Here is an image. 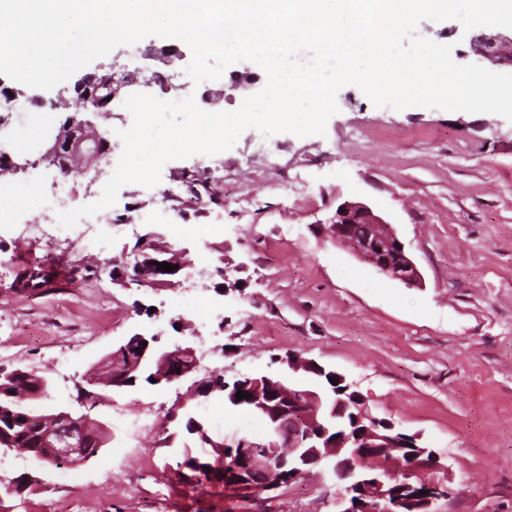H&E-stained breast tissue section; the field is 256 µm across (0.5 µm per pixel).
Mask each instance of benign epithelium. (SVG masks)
<instances>
[{
	"label": "benign epithelium",
	"mask_w": 512,
	"mask_h": 512,
	"mask_svg": "<svg viewBox=\"0 0 512 512\" xmlns=\"http://www.w3.org/2000/svg\"><path fill=\"white\" fill-rule=\"evenodd\" d=\"M512 45V34L488 30L471 38L475 55L492 64L508 63L504 49ZM147 58L162 65L152 76L163 82L164 90L174 89V75L165 72L182 60V52L175 44L150 47ZM102 78L109 80L107 96L110 100L91 102L80 95L77 100L87 114H97L119 98L128 87L142 84L139 72L117 68L115 63H102L78 81L83 88ZM111 151V144L95 129L91 119L68 118L54 140L46 148L44 156L51 158L61 153L71 160L77 156L85 163V169L101 173L100 162ZM364 225V234L355 232V226ZM318 227L336 243L349 249L360 260L373 266L377 272L400 281L407 287L422 285V274L409 255L405 244L389 227V222L363 201L346 200L336 206L332 215ZM159 263H172L168 257L146 256L133 264H124L121 276L115 283L126 287L135 284L142 288L169 285L167 276H174L184 269L187 261L178 263V269L169 273L157 267ZM139 344L135 358L124 355V349L112 352V364L108 373H90L79 385L80 409H62L56 415H39L36 421L41 430V468L49 469L60 461L88 462L94 455L89 453L87 428L94 424L106 434L108 426L91 417V411L103 400L108 388L122 389L138 378L148 376L160 385L178 382L187 374L179 361L191 358L198 361L196 348L190 344L168 349L160 345L157 334H134ZM284 364L290 375L269 377L244 375L228 384L214 378L196 384L198 395L208 398L222 394L225 402L238 403L236 394L242 384L252 387L255 394L254 409L270 415L271 433L262 445H255L242 437L236 445L228 446L210 437L204 426L190 420L191 430L207 442L208 447L220 449L224 481H238L248 487V496L241 500L243 512H272L271 503L276 497L264 499L251 493V481L279 468L285 471L288 481H297L307 469L320 467L332 474L339 486L336 493V512H444L441 502L452 497L448 486L451 482L448 466L432 449L417 445L418 436H404L395 425L375 417L358 392L350 393V400L338 398L324 387L299 389V384L309 375L328 374L336 383H345L344 376L310 359L295 353L285 357ZM356 424L362 425L357 432L339 436L330 435L325 420L346 417L350 407ZM424 485L429 493L415 501L403 496L401 489L415 484Z\"/></svg>",
	"instance_id": "obj_1"
}]
</instances>
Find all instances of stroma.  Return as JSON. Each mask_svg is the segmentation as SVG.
Segmentation results:
<instances>
[{"label":"stroma","mask_w":512,"mask_h":512,"mask_svg":"<svg viewBox=\"0 0 512 512\" xmlns=\"http://www.w3.org/2000/svg\"><path fill=\"white\" fill-rule=\"evenodd\" d=\"M416 33L450 46L458 64L478 61L458 21L423 20ZM336 102L325 135L266 138L248 128L224 151L221 197L201 199L200 216L183 222L182 246L203 271V290L184 282L157 292L124 288L90 262L95 246L133 261L141 235L175 220L151 187L123 186L108 227L0 224V367L51 379L49 397L33 404L46 415L73 406L83 376L136 332L157 333L170 348L205 342L228 382L279 375L294 351L343 375L376 417L420 434L443 458L454 488L445 512H512V121L377 107L353 85ZM0 115L9 130L0 150L18 165L8 175L11 195L38 213V186L53 172L31 183L21 168L67 115L44 126L9 111L1 96ZM286 172L307 173L309 186H284ZM346 200L367 202L391 223L421 287L378 273L317 229ZM51 259L67 268L65 283L14 290L19 261ZM191 386L107 391L93 416L110 427L111 441L23 493L6 494L4 485L33 473L29 456L0 453V512H242L223 484L181 480L184 420L228 442L264 441L268 425L222 398L190 399ZM180 400L187 406L170 420ZM152 402L162 406L159 417H144V430L133 432L129 420ZM334 484L312 472L281 489L273 512H336L323 495Z\"/></svg>","instance_id":"1"}]
</instances>
